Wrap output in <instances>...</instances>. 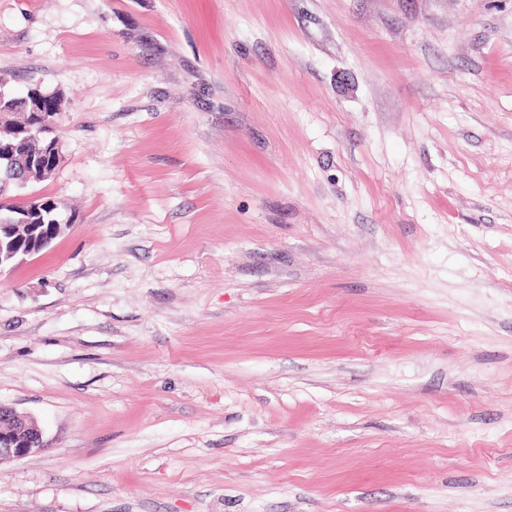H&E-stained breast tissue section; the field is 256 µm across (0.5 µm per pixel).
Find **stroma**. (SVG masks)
I'll use <instances>...</instances> for the list:
<instances>
[{
  "mask_svg": "<svg viewBox=\"0 0 512 512\" xmlns=\"http://www.w3.org/2000/svg\"><path fill=\"white\" fill-rule=\"evenodd\" d=\"M0 80V512H512V0H0ZM31 96L23 99H14L8 103H3L0 95V135L2 132H8L14 129L15 116L19 112H26L29 109L33 111L44 110L49 108V116L45 128H54V118L60 110L59 100L55 97L42 93L38 89L30 90ZM53 110V111H52ZM10 182L14 184L17 188L21 187L20 182L16 179L15 176H8L4 169L2 168L0 173V229L3 230V224L10 225H28L27 219L25 217H21L18 219L17 224L14 223V220L17 217L28 210H34L39 208L42 214L41 218V226L39 227V231L41 232L40 236L42 237H50L55 233L56 224H62L58 219V204L55 200L50 197H40V198H32V199H21L18 198L19 192L22 189H15L5 195H3V181ZM5 182V183H6ZM2 421L10 423L2 428ZM48 447L42 428L36 419L18 413L13 407L0 404V465L29 457Z\"/></svg>",
  "mask_w": 512,
  "mask_h": 512,
  "instance_id": "35a3bbf8",
  "label": "stroma"
}]
</instances>
